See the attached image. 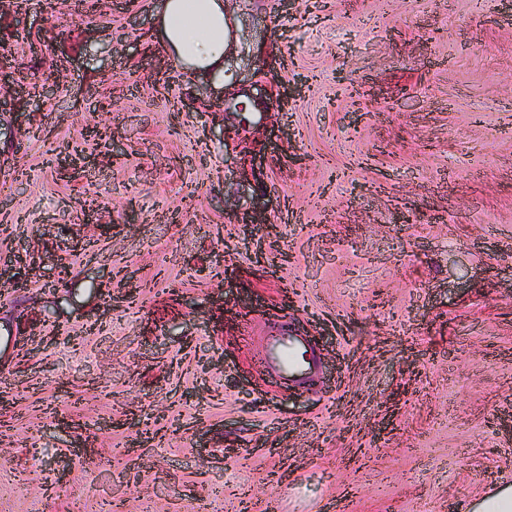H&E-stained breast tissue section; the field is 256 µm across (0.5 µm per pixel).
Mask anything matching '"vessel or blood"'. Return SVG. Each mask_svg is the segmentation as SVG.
<instances>
[{"instance_id": "vessel-or-blood-1", "label": "vessel or blood", "mask_w": 512, "mask_h": 512, "mask_svg": "<svg viewBox=\"0 0 512 512\" xmlns=\"http://www.w3.org/2000/svg\"><path fill=\"white\" fill-rule=\"evenodd\" d=\"M261 360L272 375L292 385L311 380L319 368L311 345L300 336L269 337Z\"/></svg>"}]
</instances>
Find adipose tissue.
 Instances as JSON below:
<instances>
[{"label": "adipose tissue", "mask_w": 512, "mask_h": 512, "mask_svg": "<svg viewBox=\"0 0 512 512\" xmlns=\"http://www.w3.org/2000/svg\"><path fill=\"white\" fill-rule=\"evenodd\" d=\"M223 0H164L157 41L187 75L224 73L230 46Z\"/></svg>", "instance_id": "ef3b65f1"}]
</instances>
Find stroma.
Listing matches in <instances>:
<instances>
[{"instance_id": "obj_1", "label": "stroma", "mask_w": 512, "mask_h": 512, "mask_svg": "<svg viewBox=\"0 0 512 512\" xmlns=\"http://www.w3.org/2000/svg\"><path fill=\"white\" fill-rule=\"evenodd\" d=\"M162 2L0 9V53L58 84L0 111L25 284L0 512H469L512 485V0H224L220 78L151 46ZM66 145L99 165L60 174ZM291 333L314 384L256 361Z\"/></svg>"}]
</instances>
